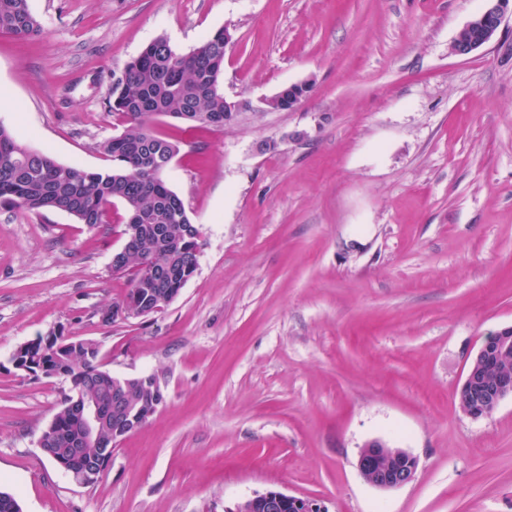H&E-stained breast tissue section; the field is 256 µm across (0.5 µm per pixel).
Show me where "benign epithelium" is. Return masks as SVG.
Instances as JSON below:
<instances>
[{"label":"benign epithelium","instance_id":"benign-epithelium-1","mask_svg":"<svg viewBox=\"0 0 512 512\" xmlns=\"http://www.w3.org/2000/svg\"><path fill=\"white\" fill-rule=\"evenodd\" d=\"M512 0H486L487 6L463 31L474 34L470 39L457 36L452 52L466 57L489 43L500 29L505 11ZM251 108L247 100L224 98V121L234 120L237 115ZM180 294V289L159 292L153 288H139L131 297L112 302V313L103 315L104 324L123 322L131 317L154 315L162 312ZM512 356V327L505 328L486 337L483 344L469 361L458 392L460 410L472 417L480 418L495 411L502 401L512 398V370H499V362ZM138 384L149 393V403L137 402L129 396V384ZM164 402V395L152 377L125 378L112 389V406L98 400L86 399L79 403L76 415L80 434L74 447L58 449L51 457L59 463L61 470L79 484L93 482L98 473L79 466L81 454L77 449L87 442H96L100 432L112 427L117 436L128 435L143 427L153 412ZM418 468L417 458L402 448H393L383 440H373L363 446L358 454L357 469L370 485L391 490L414 480ZM225 512H327L321 503L298 497L280 490L269 489L257 492L238 502Z\"/></svg>","mask_w":512,"mask_h":512}]
</instances>
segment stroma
Returning a JSON list of instances; mask_svg holds the SVG:
<instances>
[{
    "instance_id": "35a3bbf8",
    "label": "stroma",
    "mask_w": 512,
    "mask_h": 512,
    "mask_svg": "<svg viewBox=\"0 0 512 512\" xmlns=\"http://www.w3.org/2000/svg\"><path fill=\"white\" fill-rule=\"evenodd\" d=\"M484 0H30L43 31L0 35V124L84 169L122 130L114 77L159 36L186 52L228 28L224 129L158 118L164 174L202 231L161 313L106 325L127 278L125 210L98 228L0 206V490L22 512H224L277 489L329 512H512V400L464 414L486 336L512 326V17L460 57ZM309 90L292 109L267 98ZM275 149L259 151L262 142ZM90 339L164 403L94 484L39 437L71 392L15 368L24 343ZM374 439L418 460L388 491L356 468Z\"/></svg>"
}]
</instances>
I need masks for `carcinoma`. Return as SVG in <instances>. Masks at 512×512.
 Here are the masks:
<instances>
[{"mask_svg":"<svg viewBox=\"0 0 512 512\" xmlns=\"http://www.w3.org/2000/svg\"><path fill=\"white\" fill-rule=\"evenodd\" d=\"M41 21L29 0H0V34L38 36ZM224 30L206 37L187 53L159 36L127 63L106 98L108 111L124 129L98 144L112 167L89 170L58 162L50 153L16 140L0 125V205L29 212L58 210L91 228L108 223L112 202L125 206L127 223L142 229L135 246L116 255L115 270L135 272L130 288L163 291L179 287L177 275L197 268L201 230L182 198L163 179L164 166L180 143L156 132L158 118L199 126H224ZM91 340L39 337L29 351L62 369L72 395L52 418L54 448H70L79 433L74 406L96 395L112 404V373L102 370L85 347Z\"/></svg>","mask_w":512,"mask_h":512,"instance_id":"obj_1","label":"carcinoma"}]
</instances>
